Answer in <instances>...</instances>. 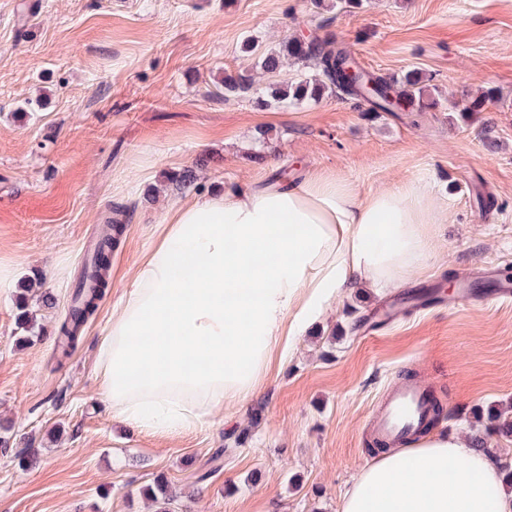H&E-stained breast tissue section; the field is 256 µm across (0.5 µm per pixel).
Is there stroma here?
Listing matches in <instances>:
<instances>
[{"mask_svg": "<svg viewBox=\"0 0 512 512\" xmlns=\"http://www.w3.org/2000/svg\"><path fill=\"white\" fill-rule=\"evenodd\" d=\"M0 0V512H155L156 479L170 512H342L372 463L366 424L402 378L431 387L444 415L433 432L485 433L512 404V303L407 309L366 334L355 319L398 288L362 285L333 303L239 413L179 437L114 423L95 359L125 272L181 193L169 173L211 162L203 188L298 180L316 172L358 194L410 181L447 206L432 252L410 287L448 288L473 265L512 274V0ZM333 36L381 75L422 72L435 112L363 111L354 100L253 108L214 96L223 72L249 71L258 88L298 79L293 65L263 72L259 51L299 34ZM253 40L256 53L241 49ZM492 88L495 102L463 121L449 109ZM499 144L489 152L487 140ZM130 215L108 288L73 354L58 361L57 329L102 217ZM34 281L42 335L23 339L17 283ZM51 305H44L42 294ZM247 432L241 447L234 436ZM229 452L203 482L213 452ZM37 449L36 465L16 454Z\"/></svg>", "mask_w": 512, "mask_h": 512, "instance_id": "obj_1", "label": "stroma"}]
</instances>
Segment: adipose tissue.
<instances>
[{
	"mask_svg": "<svg viewBox=\"0 0 512 512\" xmlns=\"http://www.w3.org/2000/svg\"><path fill=\"white\" fill-rule=\"evenodd\" d=\"M442 219L416 183L362 198L310 174L178 201L127 273L99 348L113 418L176 437L241 409L275 353L355 283H407ZM342 512H512V493L465 436L443 432L365 467Z\"/></svg>",
	"mask_w": 512,
	"mask_h": 512,
	"instance_id": "adipose-tissue-1",
	"label": "adipose tissue"
}]
</instances>
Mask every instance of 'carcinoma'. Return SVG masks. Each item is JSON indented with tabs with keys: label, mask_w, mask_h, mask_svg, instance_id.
<instances>
[{
	"label": "carcinoma",
	"mask_w": 512,
	"mask_h": 512,
	"mask_svg": "<svg viewBox=\"0 0 512 512\" xmlns=\"http://www.w3.org/2000/svg\"><path fill=\"white\" fill-rule=\"evenodd\" d=\"M309 71V75L274 88L269 93L255 89V81L247 72L224 73V97L245 98L258 110L274 104L312 101L318 103L329 95H344L358 102L369 104V112H432L439 99L428 93L424 78L418 71L386 77L362 67L354 53L343 43L328 37L314 35L310 38L293 37L276 49L260 57L261 68L268 73L280 70L284 63ZM495 98L492 89L466 101L462 114L482 112ZM206 166L200 159L195 166L180 169L168 180L180 190L197 189L200 185L199 170ZM129 207L123 203L110 205L92 255L84 262L68 312L60 324L57 352L68 358L74 352L84 326L98 309L104 298L107 283L104 277L110 255L122 235ZM31 284L24 283L16 301V323L28 333H35V323L28 309L27 294Z\"/></svg>",
	"instance_id": "cac0c4a2"
}]
</instances>
